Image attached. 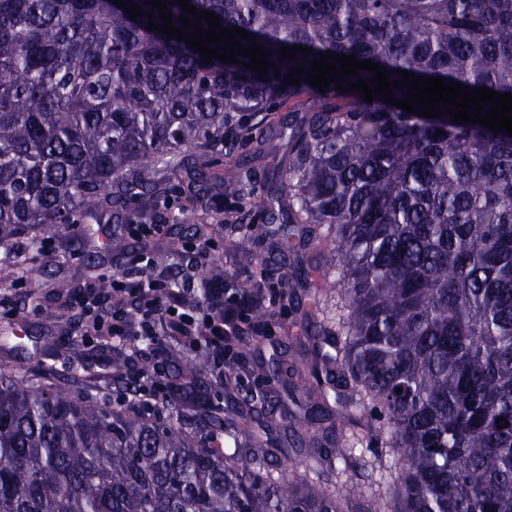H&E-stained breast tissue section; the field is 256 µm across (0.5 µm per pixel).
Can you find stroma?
Returning a JSON list of instances; mask_svg holds the SVG:
<instances>
[{
	"instance_id": "35a3bbf8",
	"label": "stroma",
	"mask_w": 512,
	"mask_h": 512,
	"mask_svg": "<svg viewBox=\"0 0 512 512\" xmlns=\"http://www.w3.org/2000/svg\"><path fill=\"white\" fill-rule=\"evenodd\" d=\"M196 217L208 225L210 249L208 261L215 273H244L254 270L266 256L269 240L261 207H253L247 222L251 228V253L230 251L224 240L222 205L201 204L181 194L172 195L161 205L159 218L149 239L155 260L153 276L166 280L173 264L179 261L177 247L186 245L192 235L187 217ZM47 246L36 252L39 276L20 271L17 280L0 284V327L17 326L19 333L7 346H0V368L43 365L62 378L74 377L93 384V398L101 403L112 399V351L94 336H81L76 325L80 314L77 301L83 286L103 274L124 273L132 258L131 252L112 249V227L99 225L96 233L98 260L96 268L86 265L87 244L80 235L60 239L47 235ZM66 281L70 289L59 293L56 285ZM80 347V359H72V347Z\"/></svg>"
}]
</instances>
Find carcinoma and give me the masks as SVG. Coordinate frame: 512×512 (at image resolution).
Here are the masks:
<instances>
[{
    "instance_id": "1",
    "label": "carcinoma",
    "mask_w": 512,
    "mask_h": 512,
    "mask_svg": "<svg viewBox=\"0 0 512 512\" xmlns=\"http://www.w3.org/2000/svg\"><path fill=\"white\" fill-rule=\"evenodd\" d=\"M189 4L256 35L267 81L110 0H0V244L110 224L121 249L171 192L239 212L257 194L273 254L223 275L226 370L205 341L184 355L168 424L0 370V512H512V136L284 83L322 51L512 94V0ZM299 95L278 179L222 178ZM224 231L250 250L242 221ZM267 291L300 334L256 360ZM142 358L136 340L114 356L118 390Z\"/></svg>"
}]
</instances>
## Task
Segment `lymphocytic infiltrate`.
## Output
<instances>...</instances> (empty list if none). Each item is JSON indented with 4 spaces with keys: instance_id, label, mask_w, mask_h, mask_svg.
<instances>
[{
    "instance_id": "1",
    "label": "lymphocytic infiltrate",
    "mask_w": 512,
    "mask_h": 512,
    "mask_svg": "<svg viewBox=\"0 0 512 512\" xmlns=\"http://www.w3.org/2000/svg\"><path fill=\"white\" fill-rule=\"evenodd\" d=\"M133 264L131 275L112 278L110 291L88 287L80 301L85 335L116 338L138 330L147 336L156 318L161 317L172 335L184 338L196 329L202 337L214 341V365L223 369L224 325L214 319L212 310L195 315L184 312L183 289L168 287L152 277L151 255H136Z\"/></svg>"
}]
</instances>
